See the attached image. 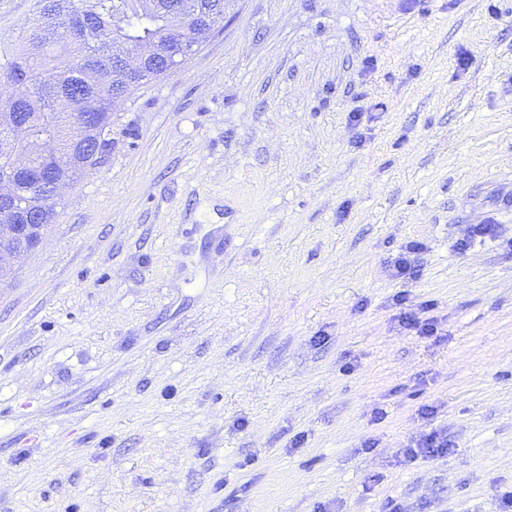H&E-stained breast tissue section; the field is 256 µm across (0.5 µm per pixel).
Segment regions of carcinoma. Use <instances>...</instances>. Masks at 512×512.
I'll return each instance as SVG.
<instances>
[{"label":"carcinoma","mask_w":512,"mask_h":512,"mask_svg":"<svg viewBox=\"0 0 512 512\" xmlns=\"http://www.w3.org/2000/svg\"><path fill=\"white\" fill-rule=\"evenodd\" d=\"M222 7L224 0H153L151 8L146 0H33L32 33L19 43H0V74L18 90L9 104L17 125L0 134V177L22 143L54 139L65 148L81 139V129L69 120L75 105L109 117L122 97L138 89L119 86L103 96L86 83L85 72L92 69L100 84L112 86V42L159 48L146 58L147 69L158 75L167 69L163 50L176 48L187 32L206 40V17ZM49 172L39 154L15 172L17 205H0V225L25 222L23 213L34 209Z\"/></svg>","instance_id":"1"}]
</instances>
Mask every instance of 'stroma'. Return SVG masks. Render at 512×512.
Wrapping results in <instances>:
<instances>
[{
  "mask_svg": "<svg viewBox=\"0 0 512 512\" xmlns=\"http://www.w3.org/2000/svg\"><path fill=\"white\" fill-rule=\"evenodd\" d=\"M112 137L0 283V512H501L512 0H227ZM432 310L433 306L426 303L418 307L412 306L400 313L398 317L400 326L422 337L437 335L438 327L435 317H425V314ZM450 448H448V441L438 438L436 434L428 435L419 444L417 448H408L405 450V455L410 460H415L419 456L422 458L427 457H443L447 456Z\"/></svg>",
  "mask_w": 512,
  "mask_h": 512,
  "instance_id": "1",
  "label": "stroma"
}]
</instances>
